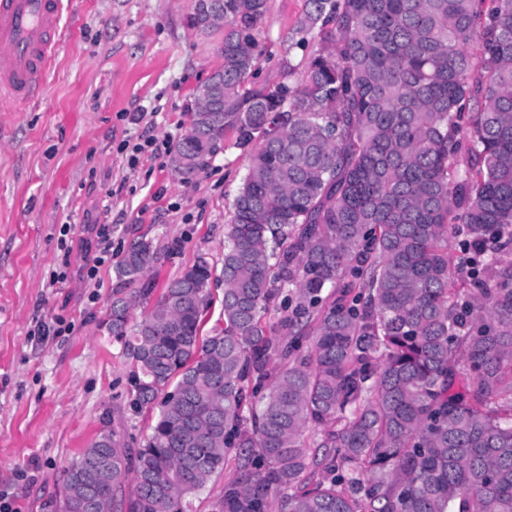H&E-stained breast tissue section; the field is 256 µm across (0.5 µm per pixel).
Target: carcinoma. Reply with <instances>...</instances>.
Wrapping results in <instances>:
<instances>
[{
	"instance_id": "1",
	"label": "carcinoma",
	"mask_w": 512,
	"mask_h": 512,
	"mask_svg": "<svg viewBox=\"0 0 512 512\" xmlns=\"http://www.w3.org/2000/svg\"><path fill=\"white\" fill-rule=\"evenodd\" d=\"M307 2L306 69L253 92L267 2L224 0V111L171 151L190 180L226 132L254 145L221 269L196 255L134 320L162 249L130 243L108 331L158 411L137 451L80 452L62 512H191L231 448L261 463L216 512H512V0Z\"/></svg>"
}]
</instances>
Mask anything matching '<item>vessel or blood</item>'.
Listing matches in <instances>:
<instances>
[{
  "mask_svg": "<svg viewBox=\"0 0 512 512\" xmlns=\"http://www.w3.org/2000/svg\"><path fill=\"white\" fill-rule=\"evenodd\" d=\"M63 0H0V97L39 91L62 29Z\"/></svg>",
  "mask_w": 512,
  "mask_h": 512,
  "instance_id": "b4317fda",
  "label": "vessel or blood"
}]
</instances>
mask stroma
<instances>
[{"mask_svg": "<svg viewBox=\"0 0 512 512\" xmlns=\"http://www.w3.org/2000/svg\"><path fill=\"white\" fill-rule=\"evenodd\" d=\"M68 2L38 98L0 111V495L21 512H59L65 469L100 431L142 447L151 414L133 407L106 327L115 264L139 237L175 247L151 272L159 285L198 253L220 262L250 165L233 132L188 181L168 155L130 161L131 143L174 145L187 134L195 90L221 62V35L187 26L192 0ZM306 9V0H267L249 89L281 81L286 59L304 71L310 51L296 31ZM104 225L112 260L91 279ZM61 272L65 283L53 285ZM40 322L65 329L40 336Z\"/></svg>", "mask_w": 512, "mask_h": 512, "instance_id": "stroma-1", "label": "stroma"}]
</instances>
